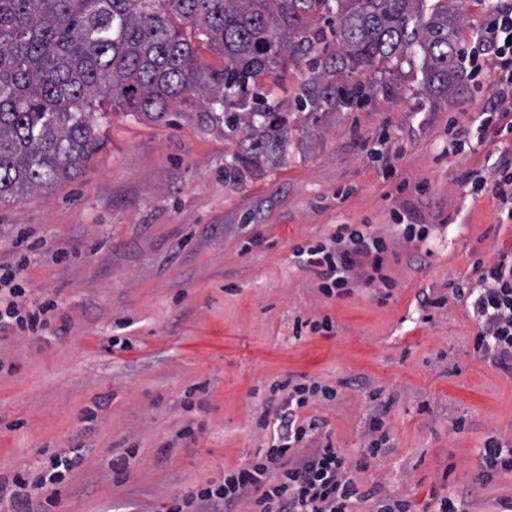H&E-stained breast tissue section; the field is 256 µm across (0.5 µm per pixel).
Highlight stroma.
<instances>
[{
  "instance_id": "stroma-1",
  "label": "stroma",
  "mask_w": 512,
  "mask_h": 512,
  "mask_svg": "<svg viewBox=\"0 0 512 512\" xmlns=\"http://www.w3.org/2000/svg\"><path fill=\"white\" fill-rule=\"evenodd\" d=\"M308 78L304 64L258 77L292 134L238 181L224 178L238 140L222 108L186 95L161 119L113 110L77 176L0 205V266L29 301H58L62 324L0 333L1 481L77 454L56 512H153L265 457L274 432L257 421H277L269 387L292 376L335 388L300 417L354 463L371 395L384 405L387 442L356 475L354 512L390 493L434 512L448 492L466 512H508L512 474L483 479L478 450L512 439V372L475 353L454 292L512 246V218L472 188L512 162V134L477 131L495 85L468 72L461 94L433 100L407 66L392 94L311 126L297 108ZM341 224L387 239L386 280L328 298L293 249ZM407 224L432 225L426 245L403 239ZM325 317L330 333L295 337L296 320Z\"/></svg>"
}]
</instances>
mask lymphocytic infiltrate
<instances>
[{"mask_svg": "<svg viewBox=\"0 0 512 512\" xmlns=\"http://www.w3.org/2000/svg\"><path fill=\"white\" fill-rule=\"evenodd\" d=\"M466 60L480 64L498 88L484 112L482 128L501 120L505 131L512 133V123L507 120L512 113V0L497 6L494 20L484 28ZM387 250L384 237L355 224H342L326 244L307 249L306 263L314 268L321 291L329 296L357 279L374 282ZM24 294L11 278L0 280V331L18 326L35 332L50 325L54 304L27 307ZM457 294L472 304L476 352L493 365L512 370V249L499 251L476 285L458 289ZM276 389L287 393L288 403L279 418L277 442L269 448L265 461L239 467L222 480L188 488L182 496L160 503L158 512H238V505L251 496L259 512H351L354 500L360 497L355 470H367L382 453V442L376 437L383 422L382 409L370 411L371 439L363 459L354 466L330 436L318 435L317 420L300 422L299 411L309 404L308 387L287 379ZM75 464V459L55 455L47 471L34 476L15 474L10 484L0 486L6 512H34V499L39 495L44 506L54 505L58 483Z\"/></svg>", "mask_w": 512, "mask_h": 512, "instance_id": "f902f5d3", "label": "lymphocytic infiltrate"}]
</instances>
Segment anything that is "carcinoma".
<instances>
[{
	"mask_svg": "<svg viewBox=\"0 0 512 512\" xmlns=\"http://www.w3.org/2000/svg\"><path fill=\"white\" fill-rule=\"evenodd\" d=\"M0 0V204L75 177L96 145L108 107L163 118L192 95L228 104L288 59L311 76L299 108L311 123L386 87L403 63L422 59V91L448 99L463 89L462 12L457 0ZM336 22V49L320 55V23ZM191 27L224 58L197 65ZM360 69L380 78L353 81ZM261 94L224 127L248 131L224 166L230 178L288 140Z\"/></svg>",
	"mask_w": 512,
	"mask_h": 512,
	"instance_id": "carcinoma-1",
	"label": "carcinoma"
}]
</instances>
